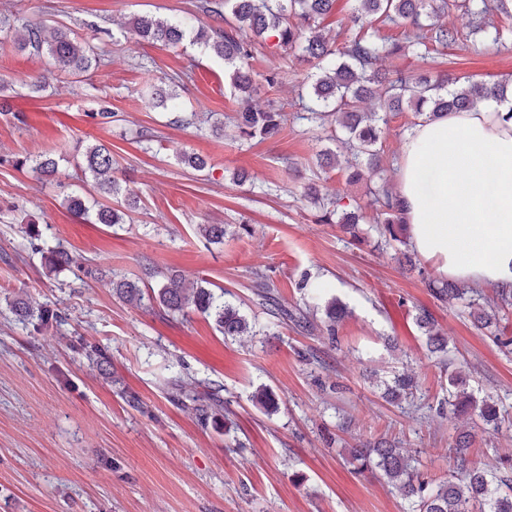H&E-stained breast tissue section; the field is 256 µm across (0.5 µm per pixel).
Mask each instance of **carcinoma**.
Wrapping results in <instances>:
<instances>
[{
  "mask_svg": "<svg viewBox=\"0 0 512 512\" xmlns=\"http://www.w3.org/2000/svg\"><path fill=\"white\" fill-rule=\"evenodd\" d=\"M200 11L211 24L197 29L181 22L156 19L151 16L133 18V25L143 41L154 45L176 46L189 39L224 59L231 70L230 83L240 100L235 120L241 136L261 140L279 134L288 123V113L269 103L265 110L248 104L255 78L261 77L269 86L279 83L282 66L258 75L251 61L267 49L288 67L298 64L305 68V79L310 82L309 105L306 111L312 119L334 126L335 137L349 144L345 158L326 150L321 154L320 166L339 168L347 172V182L366 183L374 207L375 230L380 245L407 255V224L393 189L383 182L382 155L378 143L388 124L387 115L409 109L427 119L448 112H459L475 107L482 101L501 100L506 97V82H460L447 75L433 74L426 65L433 54L463 41L462 34L444 22L451 13H461L469 23L482 29L484 16L496 12L512 19V0H354L348 20L351 35L340 48L333 47L321 33L320 24L336 11V0H203ZM405 28V36L416 46V56L425 69L416 76L400 68L381 69L379 62L402 51L399 43L377 33L373 23ZM41 25L26 28L18 46L40 55L45 53L60 72L79 76L89 71L98 54L88 41L80 42L64 27L53 29L51 39L43 35ZM12 166L27 172L42 185L51 184L59 173L58 162L51 156L36 159L16 158ZM77 166L93 176L96 192L105 198L126 197L127 207L137 205V197L114 177L112 150L103 143L87 148ZM312 202L319 206V221L338 224L353 240L362 241L358 224L364 220L362 205L357 201L343 203V197L326 202L315 184L306 191ZM67 210L90 224H122L128 214L121 209L101 205L90 211L83 198L71 196L65 202ZM51 268H69L75 263L72 253L59 243L43 256ZM432 294L441 301L461 300L468 306L476 305L478 291L451 281L427 279ZM253 293L259 305L278 319L292 322L300 329L311 332L315 323L301 308L283 309L277 302V286L273 277L262 270L253 272ZM116 292L126 301L152 310L159 308L168 315H185L194 309L215 322L226 337L242 336L251 332L247 319L233 306L224 302V294H217L203 282L186 283L179 274H168L165 282L149 295H144L136 282L116 283ZM512 306V289L497 291V302L477 309L475 321L487 328L497 322L499 310ZM344 309L332 301L325 307L326 330L336 336V325ZM417 324L424 331L426 345L432 354L447 353V341L436 330L432 316L423 311ZM416 388L415 377L409 373L394 377L389 394L396 401L411 394ZM182 398L197 404V410L220 406V399L208 393L180 389ZM472 414L484 429L498 430L501 423L499 409L486 399L477 400L460 374L449 379L448 415L458 417ZM473 436L459 434L454 454L456 470L453 480L436 488L422 478L415 461L387 441L351 450V457L360 464L359 470L376 468L408 499L416 512H512V480L489 469L470 465L468 451Z\"/></svg>",
  "mask_w": 512,
  "mask_h": 512,
  "instance_id": "1",
  "label": "carcinoma"
}]
</instances>
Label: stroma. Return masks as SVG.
<instances>
[{
	"mask_svg": "<svg viewBox=\"0 0 512 512\" xmlns=\"http://www.w3.org/2000/svg\"><path fill=\"white\" fill-rule=\"evenodd\" d=\"M199 0H0V512H406L407 503L380 473L358 472L350 450L385 437L415 456L424 478L450 479L452 447L465 421L438 410L448 402V372L465 376L476 397L512 412V344L477 329L467 311L437 300L415 273L402 272L377 246L356 244L338 225L323 224L302 195L320 175L321 193L366 201L340 170L317 171L332 148L308 119L301 76L258 82L254 107L269 102L288 114L286 130L259 142L238 136L239 103L221 58L189 41L143 43L137 15L204 24ZM64 24L95 46L100 62L80 76L61 75L45 55L20 50L16 37L34 24ZM506 49L481 52L483 33L465 47L436 54V72L457 78L512 80V20L496 18ZM176 89L196 123L172 124L171 111L144 92L146 77ZM44 88L32 92L30 78ZM114 118L93 119L100 105ZM25 121H17L15 112ZM414 112L388 116L384 175L396 182L401 146ZM112 150L115 175L140 196L126 223L84 224L65 197L93 203L91 180L75 161L96 142ZM208 161L183 166L182 152ZM54 156L56 183L41 185L12 157ZM48 244L62 243L77 266L55 272L29 244L27 223ZM203 224L226 228L208 242ZM186 280L206 277L256 325L257 335L227 338L197 311L167 316L119 298V279L158 286L148 267ZM270 273L288 308L303 303L302 274L323 283L346 316L336 339L293 324L276 327L251 288L255 270ZM22 299L61 313L34 331L12 311ZM428 311L448 339L450 367L430 357L416 324ZM98 350L99 366L88 354ZM412 370L419 389L397 405L385 381ZM218 394L224 407L201 417L176 400V382ZM267 388V411L251 396ZM512 456V422L478 433L471 461L480 467Z\"/></svg>",
	"mask_w": 512,
	"mask_h": 512,
	"instance_id": "35a3bbf8",
	"label": "stroma"
}]
</instances>
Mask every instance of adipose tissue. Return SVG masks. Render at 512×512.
Masks as SVG:
<instances>
[{"mask_svg": "<svg viewBox=\"0 0 512 512\" xmlns=\"http://www.w3.org/2000/svg\"><path fill=\"white\" fill-rule=\"evenodd\" d=\"M396 194L411 246L442 275L512 284V96L414 126Z\"/></svg>", "mask_w": 512, "mask_h": 512, "instance_id": "ef3b65f1", "label": "adipose tissue"}]
</instances>
